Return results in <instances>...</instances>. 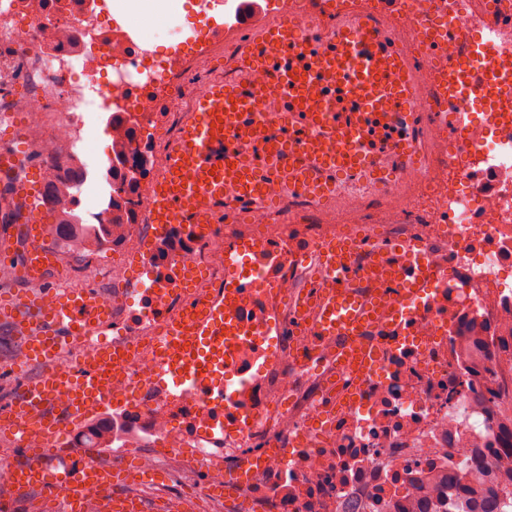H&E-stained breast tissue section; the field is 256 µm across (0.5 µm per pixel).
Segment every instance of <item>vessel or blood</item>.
Masks as SVG:
<instances>
[{
    "label": "vessel or blood",
    "instance_id": "obj_1",
    "mask_svg": "<svg viewBox=\"0 0 512 512\" xmlns=\"http://www.w3.org/2000/svg\"><path fill=\"white\" fill-rule=\"evenodd\" d=\"M423 0H337L329 14L315 13L309 32H301L290 14L260 11L245 0L235 30L224 37V76L213 79L193 100L180 139L170 148L162 174L154 183L152 218L157 224L196 228L205 212L221 213L225 204L245 209L270 181L319 198L334 195L344 179L374 182L391 190L397 202L396 175L428 149V127L438 122L462 136L464 113L440 110L434 86L455 95L452 76L465 70V83L485 93L483 72L467 61L473 52L469 34H445L424 25ZM476 15L487 17V46L512 40V8L490 15L488 0H472ZM420 27L421 54L404 53V26ZM261 69L267 81L252 84ZM319 94H311L312 85ZM16 195L27 202L20 222L37 223V191L17 183ZM351 243L328 248L325 273L331 291L321 293L313 328L320 336H346L373 316L374 299L359 294L350 266ZM51 255L39 237H31L26 257L28 275L40 274ZM376 287L406 288L415 298L439 278L423 258L406 262L397 249L383 250L373 269ZM0 316L10 319L27 340L33 357L52 356L68 338L88 335L104 318L96 297L88 292L65 295L51 312L36 299L20 295L0 303ZM162 356L174 380L202 382L220 364L224 343L221 308L207 304L192 309L167 327ZM120 359L104 356L101 364L62 381L49 376L28 387L12 407L10 433L24 445L31 432L59 441L92 412L108 406L107 393ZM68 407L59 411L58 397ZM16 493L31 490L56 499L61 512H80L88 497L98 512H148L137 495L112 491L108 470L59 459L53 448H34L25 460L0 473Z\"/></svg>",
    "mask_w": 512,
    "mask_h": 512
}]
</instances>
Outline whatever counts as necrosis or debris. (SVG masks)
Listing matches in <instances>:
<instances>
[{
    "mask_svg": "<svg viewBox=\"0 0 512 512\" xmlns=\"http://www.w3.org/2000/svg\"><path fill=\"white\" fill-rule=\"evenodd\" d=\"M194 7L197 25L161 53L142 20L107 0H0V125L18 126L26 145L13 177L40 167L57 194L46 226L82 224L104 241L57 253L56 281L7 267L0 286L22 278L46 310L85 289L107 311L37 369L8 338L16 391L95 365L104 349L129 353L112 411L83 418L73 443L130 457L123 484L176 486L184 512H474L465 485L491 474L489 449L512 446V129L487 100L452 97L472 111L469 142L435 132L430 163L400 172L420 188L401 213L381 214L349 182L337 188L346 203L327 211L270 183L236 221L205 213L199 230L158 229L153 185L203 89L184 75L224 46V0ZM424 20L472 30V64L512 82V55L487 52L469 15ZM364 236L407 260L427 255L445 285L411 300L389 289L378 327L316 336L295 304L321 277L324 247ZM213 293L233 322L221 386L170 388L164 322ZM403 309V332L390 330ZM366 346L375 368L345 365Z\"/></svg>",
    "mask_w": 512,
    "mask_h": 512,
    "instance_id": "1",
    "label": "necrosis or debris"
}]
</instances>
